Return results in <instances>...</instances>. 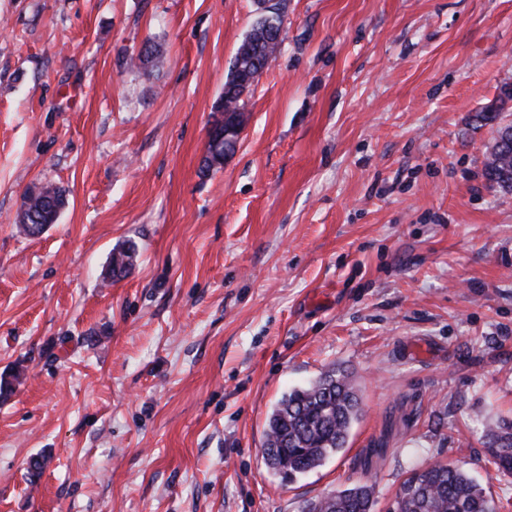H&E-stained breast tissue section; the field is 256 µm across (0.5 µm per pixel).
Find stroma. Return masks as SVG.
Returning <instances> with one entry per match:
<instances>
[{
	"instance_id": "stroma-1",
	"label": "stroma",
	"mask_w": 512,
	"mask_h": 512,
	"mask_svg": "<svg viewBox=\"0 0 512 512\" xmlns=\"http://www.w3.org/2000/svg\"><path fill=\"white\" fill-rule=\"evenodd\" d=\"M255 18L0 0V512H302L365 480L389 512L434 460L512 512L484 443L512 421V194L473 126L512 82V0H288L236 153L202 171ZM149 40L162 64L128 67ZM46 184L65 205L26 235ZM330 368L363 416L284 481L268 414Z\"/></svg>"
}]
</instances>
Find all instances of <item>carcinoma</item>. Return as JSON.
<instances>
[{
    "label": "carcinoma",
    "instance_id": "carcinoma-1",
    "mask_svg": "<svg viewBox=\"0 0 512 512\" xmlns=\"http://www.w3.org/2000/svg\"><path fill=\"white\" fill-rule=\"evenodd\" d=\"M269 6L258 12L250 32L234 56L220 99L222 107L245 111L244 81H258L266 62L281 50L285 0H266ZM158 62L154 44H145L129 65ZM512 115V84L500 86L497 96L475 115L482 126L496 127V135L509 128ZM239 138L209 137L202 170L224 165L225 154L235 152ZM482 177L489 188L512 192V147H490L483 161ZM64 205V190L45 186L24 195L30 223L46 228L57 219ZM136 253L134 246L115 248L110 260L111 274L124 273ZM363 412L361 398L351 375L334 369L321 373L306 386L295 388L277 401L268 416L263 435V457L267 465L288 481H294L321 467L327 459L344 450L352 425ZM488 462L500 474H512V422H502L485 431ZM400 512H496L491 494L462 467L442 460L411 469L396 493ZM374 484L367 481L328 492L310 501L303 512H373Z\"/></svg>",
    "mask_w": 512,
    "mask_h": 512
}]
</instances>
